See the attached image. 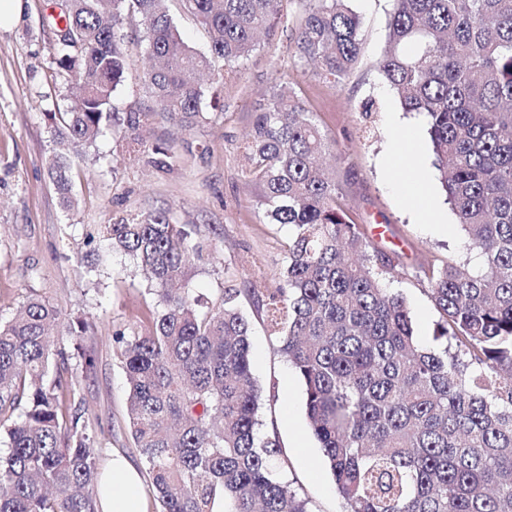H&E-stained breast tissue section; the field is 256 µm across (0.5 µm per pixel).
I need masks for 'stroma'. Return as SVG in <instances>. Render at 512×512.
I'll list each match as a JSON object with an SVG mask.
<instances>
[{"label":"stroma","instance_id":"1","mask_svg":"<svg viewBox=\"0 0 512 512\" xmlns=\"http://www.w3.org/2000/svg\"><path fill=\"white\" fill-rule=\"evenodd\" d=\"M59 0H23L17 25L0 28V320L13 317L30 294L61 308L57 342L68 352L83 349L95 358V373L79 391L103 459L113 453L135 457L127 420L128 384L122 346L116 333L131 337L147 330L157 309L133 259L101 249L98 270L84 261L86 230L112 216H130L171 206L176 222L194 226L202 255L189 272V285L208 298L239 289V306L252 324L253 375L263 389L260 415L265 433L276 436L288 458L286 477L309 501L311 512H342L336 486L321 461L305 408L303 384L278 352L257 298L246 291L261 278L269 292L284 285L290 228L268 223L246 182L242 147L251 129L256 101L268 91L273 75L303 98L332 148L323 159L339 184L338 205L376 248L395 261L389 288L403 293L414 332L422 346L435 347L439 314L428 292L433 270L447 264L473 269L475 252L456 218L447 231L426 223L406 205L401 188L389 179L387 157L398 124L417 127L421 148L405 162L408 177L428 171L439 186L436 156L424 114L404 111L398 94L381 78L391 0H352L359 15L363 45L359 60L341 85L310 78L290 48L304 17L300 0H290L284 18L237 66V74L218 90L222 111H209L206 122L186 133V141L205 153L180 151L172 170L144 166L125 152L119 132H106L93 147L74 157L78 204L65 210L48 177L52 154L45 112L71 105L53 55L49 25ZM128 78L114 102L120 110L144 107L150 99L139 80L148 61L136 37L126 39ZM373 101L371 115L363 105ZM92 325L84 336L69 333L71 319Z\"/></svg>","mask_w":512,"mask_h":512}]
</instances>
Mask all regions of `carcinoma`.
<instances>
[{"label": "carcinoma", "instance_id": "cac0c4a2", "mask_svg": "<svg viewBox=\"0 0 512 512\" xmlns=\"http://www.w3.org/2000/svg\"><path fill=\"white\" fill-rule=\"evenodd\" d=\"M166 0H63L52 19L56 63L76 105L47 112L61 145L49 177L67 209L72 153L103 130L140 147L145 165L171 166L175 148L144 133L157 120L191 131L207 120L200 77L220 84L286 0H177L200 24L209 53L181 37ZM294 54L335 85L359 60L362 27L350 0H303ZM139 19L153 101L120 112L124 21ZM216 60L226 70H214ZM383 79L402 108L428 119L441 183L484 256L471 274L449 264L430 276L442 350L422 347L405 298L382 285L393 259L372 246L336 205V180L316 161L326 148L314 113L274 85L255 106L244 175L272 224L292 227L279 294L258 283L278 351L305 389L306 413L343 512H512V0H393ZM191 224L160 207L95 225L136 261L160 297L151 327L125 342L127 414L134 447L160 512H310L282 478L287 460L260 431L263 394L251 369V324L239 290L214 301L189 287L202 249ZM62 311L33 293L0 323V512H98L100 449L89 432L79 360L48 336Z\"/></svg>", "mask_w": 512, "mask_h": 512}]
</instances>
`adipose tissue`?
Wrapping results in <instances>:
<instances>
[{"label":"adipose tissue","instance_id":"1","mask_svg":"<svg viewBox=\"0 0 512 512\" xmlns=\"http://www.w3.org/2000/svg\"><path fill=\"white\" fill-rule=\"evenodd\" d=\"M97 499L101 512H144L140 475L125 456L116 454L108 461Z\"/></svg>","mask_w":512,"mask_h":512}]
</instances>
